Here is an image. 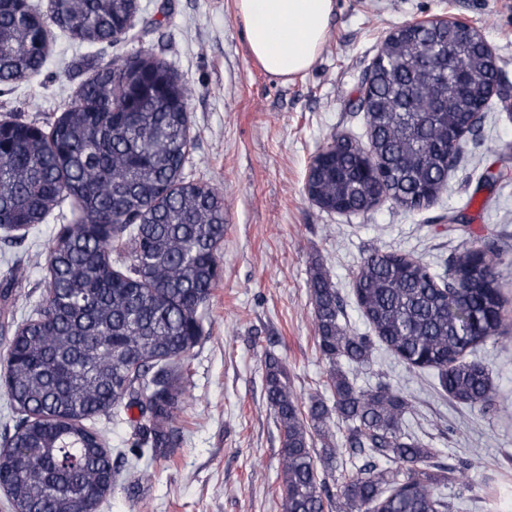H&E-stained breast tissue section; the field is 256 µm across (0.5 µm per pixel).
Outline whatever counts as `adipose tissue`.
<instances>
[{
	"label": "adipose tissue",
	"mask_w": 512,
	"mask_h": 512,
	"mask_svg": "<svg viewBox=\"0 0 512 512\" xmlns=\"http://www.w3.org/2000/svg\"><path fill=\"white\" fill-rule=\"evenodd\" d=\"M249 50L263 70L285 81L305 74L323 46L334 0H235Z\"/></svg>",
	"instance_id": "obj_1"
}]
</instances>
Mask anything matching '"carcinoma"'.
Wrapping results in <instances>:
<instances>
[{
  "label": "carcinoma",
  "mask_w": 512,
  "mask_h": 512,
  "mask_svg": "<svg viewBox=\"0 0 512 512\" xmlns=\"http://www.w3.org/2000/svg\"><path fill=\"white\" fill-rule=\"evenodd\" d=\"M136 9V0H55L51 20L82 43L112 44L125 37ZM415 50L405 38L389 41L368 123L393 172V199L409 211L424 190L445 185L452 135L487 95L481 84L460 92L443 80L433 92L447 110L420 112ZM48 52L39 5L0 0V85L39 72ZM457 62L476 67L478 54L462 43ZM190 94L169 65L140 54L87 79L47 132L15 115L0 120V229L44 224L72 203V218L49 249L53 293L15 331L7 361L8 392L22 418L5 440L0 482L14 512H77L99 501L112 463L86 421L110 405L149 415L134 447L176 444L187 393L182 360L201 337L198 311L220 278L225 222L220 196L181 178ZM310 183L324 210L364 206L360 144L352 140L318 163ZM121 244L132 258L126 268L111 259ZM452 266L463 274L457 282L419 260L375 252L359 266L354 295L376 337L408 367L435 369L448 394L484 405L489 371L466 355L500 334L504 297L491 261L467 250ZM309 288L333 403H304L279 359L265 360L266 398L281 434L284 512H452L438 486L456 481V469L433 471L431 449L402 432L407 398L354 386L340 362L364 363L371 338L341 323V301L319 265ZM334 415L347 424L345 447L368 457L335 497L326 487ZM381 458L392 466L380 467Z\"/></svg>",
  "instance_id": "1"
}]
</instances>
